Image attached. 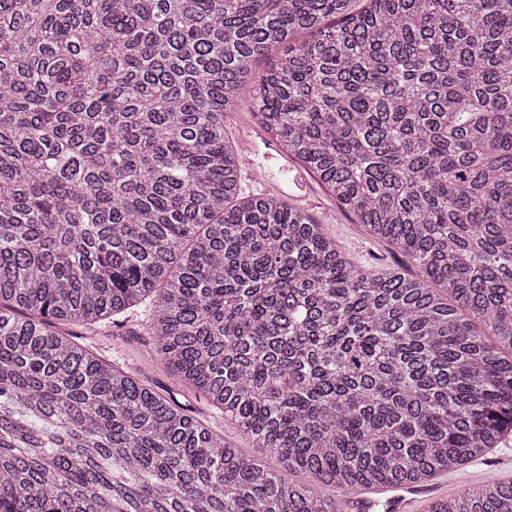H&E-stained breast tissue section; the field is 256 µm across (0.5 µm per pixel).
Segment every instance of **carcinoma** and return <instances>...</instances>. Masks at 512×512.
<instances>
[{
  "instance_id": "1",
  "label": "carcinoma",
  "mask_w": 512,
  "mask_h": 512,
  "mask_svg": "<svg viewBox=\"0 0 512 512\" xmlns=\"http://www.w3.org/2000/svg\"><path fill=\"white\" fill-rule=\"evenodd\" d=\"M353 2L0 0V512H343L512 433V0ZM281 46L268 137L418 274L240 196ZM146 300L264 465L66 332Z\"/></svg>"
}]
</instances>
